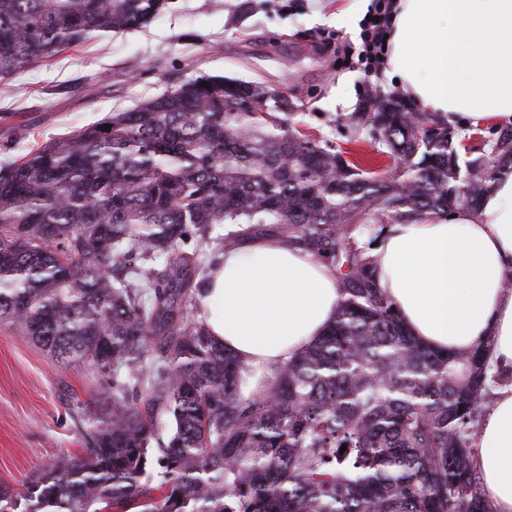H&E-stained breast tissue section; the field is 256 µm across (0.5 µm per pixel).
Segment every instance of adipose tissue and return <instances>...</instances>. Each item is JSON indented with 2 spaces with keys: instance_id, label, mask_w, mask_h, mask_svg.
Segmentation results:
<instances>
[{
  "instance_id": "adipose-tissue-1",
  "label": "adipose tissue",
  "mask_w": 512,
  "mask_h": 512,
  "mask_svg": "<svg viewBox=\"0 0 512 512\" xmlns=\"http://www.w3.org/2000/svg\"><path fill=\"white\" fill-rule=\"evenodd\" d=\"M383 72L452 128L512 122V0H395ZM376 280L409 333L439 352L489 344L494 398L474 465L492 512H512V171L478 210L391 224ZM336 272L277 236L226 248L199 298L215 339L249 368L300 355L336 316Z\"/></svg>"
}]
</instances>
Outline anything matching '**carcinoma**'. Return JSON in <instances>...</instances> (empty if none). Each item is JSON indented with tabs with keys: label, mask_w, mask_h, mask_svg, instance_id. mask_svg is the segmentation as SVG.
<instances>
[{
	"label": "carcinoma",
	"mask_w": 512,
	"mask_h": 512,
	"mask_svg": "<svg viewBox=\"0 0 512 512\" xmlns=\"http://www.w3.org/2000/svg\"><path fill=\"white\" fill-rule=\"evenodd\" d=\"M163 8L0 0V80ZM246 103L274 91L199 76L0 165V327L99 383L77 407L83 456L0 483V512H490L473 465L486 348L441 354L407 332L372 226L476 207L512 170V127L462 162L466 137L435 114L373 99L346 120L394 175ZM266 235L334 268L341 299L314 344L258 377L195 311L224 247Z\"/></svg>",
	"instance_id": "cac0c4a2"
}]
</instances>
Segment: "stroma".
<instances>
[{
  "mask_svg": "<svg viewBox=\"0 0 512 512\" xmlns=\"http://www.w3.org/2000/svg\"><path fill=\"white\" fill-rule=\"evenodd\" d=\"M372 0H166L141 28L105 36L27 66L0 82V164L36 144L134 108L182 81L220 75L274 90L295 106L293 125L332 142L347 159L384 168L366 131L336 124L340 98L362 111L398 99L382 78L340 56L360 46ZM97 382L61 368L27 338L0 330V482L18 483L52 459L82 453L76 401Z\"/></svg>",
  "mask_w": 512,
  "mask_h": 512,
  "instance_id": "35a3bbf8",
  "label": "stroma"
}]
</instances>
